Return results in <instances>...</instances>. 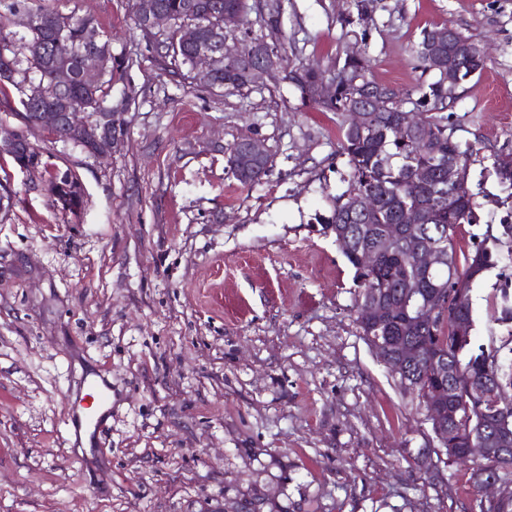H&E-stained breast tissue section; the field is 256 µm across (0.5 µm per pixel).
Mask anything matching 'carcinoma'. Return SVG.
Masks as SVG:
<instances>
[{
	"instance_id": "1",
	"label": "carcinoma",
	"mask_w": 512,
	"mask_h": 512,
	"mask_svg": "<svg viewBox=\"0 0 512 512\" xmlns=\"http://www.w3.org/2000/svg\"><path fill=\"white\" fill-rule=\"evenodd\" d=\"M33 0H0V108L15 115L22 113L31 122L38 120L37 112L47 106L64 108V103L81 99L86 116L79 121L49 131V135L63 143L86 150L82 142L81 126L85 118L98 112L129 111L131 96L122 90L119 100L113 98V89L126 84L133 61L123 54L112 52L111 38L103 31L97 18L76 10L63 12L53 6L32 7ZM161 5L173 20L174 28L162 39H155L165 49L164 57L173 60L177 70L187 69L193 74V64L200 45L207 43L214 29H224V13L237 12L244 16L253 10L262 26L269 32L271 45L277 50L274 58L284 63L290 72L300 71L304 80L295 83L301 97L313 98L316 83L325 78L336 84L334 96L322 106L341 118V138L338 155L346 157L348 167L344 189L331 197L330 215L323 219L325 229L334 236H346L351 247L342 249L347 263L355 268L360 291L356 305L358 323L365 339L372 336H401L420 350V359L408 367L412 375L406 390L416 395L424 409H429V390L452 380L455 397L467 400L470 407L443 415L439 425L447 435L446 458L451 463L462 460L469 447V432L482 418L489 421L494 433L493 448H512V403L503 401L506 389H512V369L497 365L495 354L484 348H474L471 340L459 341L454 321L461 319L473 324L471 300L463 303L449 300L432 323L417 320L415 311L434 287L454 291L460 285L471 293L472 284L481 279L495 264L493 248L481 240L464 256L458 265L454 245L455 230L462 224L476 222V202L470 189V167L478 154L475 145L457 136V128L449 122L450 115L462 102L469 82L480 75L485 62L461 55L453 64L461 71V84L455 94L448 95L443 72L432 69L427 60L428 50L437 48L448 54V45L435 46L434 38L447 25H434L421 33L411 47L419 63L421 75L405 93L377 81L368 61L362 57L345 55L336 61L333 69L323 70L310 62H290L282 53L275 36L282 33L284 8L281 0H152ZM23 15L27 24L23 32L9 28L10 17ZM198 29L194 43H179L176 32L184 25ZM61 31L74 46L69 58L48 60L51 34ZM249 45L242 40L239 51L229 52L218 60L213 80L208 88L224 90L229 87L242 90L249 87L246 66L241 60ZM85 54H96L104 61L101 76L93 85L71 81L63 87L54 83L53 73L71 71ZM18 93V107H13L10 90ZM383 96L382 105L368 113L363 129L352 127L348 113L355 107L369 103L372 92ZM419 111L416 129L402 133L397 125L400 115L409 108ZM461 169L458 182L448 183V163ZM493 172L512 199V154L494 157ZM425 172L427 180L410 193L407 185L412 176ZM56 198L53 206L61 210L73 209L81 199V187L76 174L66 170L51 176ZM370 198V208H357L358 200ZM414 210L419 215L416 229L407 231L393 244L386 245L385 233L395 224L405 223V212ZM428 244L444 248L442 266L425 275L415 267V254ZM373 247L379 251L375 269H358L357 253ZM374 305L384 310L380 318H367L363 308ZM491 383L485 395L470 400V391L482 381ZM495 473L506 485H512V468H499L487 459L473 467L471 477L479 484L483 472ZM471 512H512V491L494 506H486L475 499Z\"/></svg>"
}]
</instances>
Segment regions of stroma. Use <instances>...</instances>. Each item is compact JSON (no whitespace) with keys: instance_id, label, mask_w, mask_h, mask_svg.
I'll list each match as a JSON object with an SVG mask.
<instances>
[{"instance_id":"stroma-1","label":"stroma","mask_w":512,"mask_h":512,"mask_svg":"<svg viewBox=\"0 0 512 512\" xmlns=\"http://www.w3.org/2000/svg\"><path fill=\"white\" fill-rule=\"evenodd\" d=\"M287 0L291 60L367 58L381 82L420 76L410 47L452 25L488 48L452 120L473 172L512 153V0ZM92 13L134 60L124 142L98 159L42 133L43 167L0 157L15 198L0 218V512H469L478 492L447 463L418 399L357 322L355 271L321 220L348 168L335 113L289 83L216 93L168 74L128 0H53ZM261 140L272 167L244 187L227 147ZM72 170L81 208L52 207ZM495 176L461 250L496 236L472 286V343L512 367L498 320L512 294L508 211ZM107 375L112 416L93 438L68 416Z\"/></svg>"}]
</instances>
